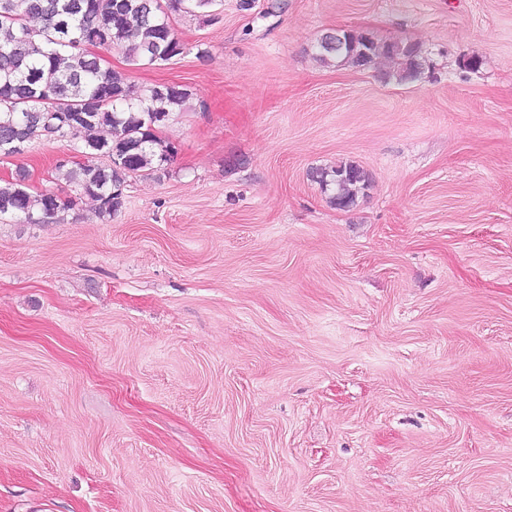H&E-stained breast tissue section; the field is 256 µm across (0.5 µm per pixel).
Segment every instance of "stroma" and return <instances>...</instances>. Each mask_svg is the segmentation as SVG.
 <instances>
[{
    "mask_svg": "<svg viewBox=\"0 0 512 512\" xmlns=\"http://www.w3.org/2000/svg\"><path fill=\"white\" fill-rule=\"evenodd\" d=\"M187 86L100 220H0V512H512V0H221ZM342 28L418 44L419 80L324 64ZM478 58L472 71L465 63ZM369 184L337 209L314 173ZM331 173L335 187V203L338 200H343L349 202V208H351L356 203L359 194L367 187L366 172L353 162H344L336 165Z\"/></svg>",
    "mask_w": 512,
    "mask_h": 512,
    "instance_id": "obj_1",
    "label": "stroma"
}]
</instances>
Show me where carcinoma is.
Returning <instances> with one entry per match:
<instances>
[{"label":"carcinoma","mask_w":512,"mask_h":512,"mask_svg":"<svg viewBox=\"0 0 512 512\" xmlns=\"http://www.w3.org/2000/svg\"><path fill=\"white\" fill-rule=\"evenodd\" d=\"M186 0H0V158L16 155L20 138L76 140L87 162L67 171L80 195L96 202L107 219L125 202L127 178L158 171L175 151L159 136L171 114L182 111L191 92L182 85L144 91L125 72L108 66L99 50L117 48L131 66L153 65L183 53L172 14ZM392 64L387 77L398 83L419 79L420 47L376 42L345 30L336 49L316 45L323 63L365 67L376 57ZM104 157L108 164L94 163ZM334 200L353 205L367 187L366 172L353 162L332 169ZM74 206L53 192L32 193L20 175L0 181V218L50 224Z\"/></svg>","instance_id":"obj_1"}]
</instances>
